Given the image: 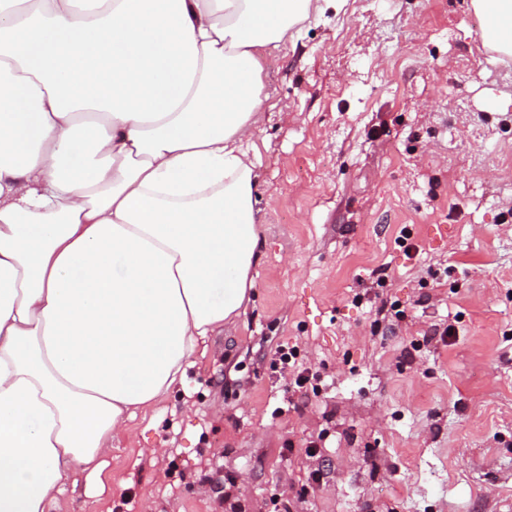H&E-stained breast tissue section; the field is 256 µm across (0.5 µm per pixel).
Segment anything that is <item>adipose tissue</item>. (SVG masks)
<instances>
[{
  "mask_svg": "<svg viewBox=\"0 0 512 512\" xmlns=\"http://www.w3.org/2000/svg\"><path fill=\"white\" fill-rule=\"evenodd\" d=\"M512 55V0H473ZM321 0H0V512H49L255 287L242 142Z\"/></svg>",
  "mask_w": 512,
  "mask_h": 512,
  "instance_id": "obj_1",
  "label": "adipose tissue"
}]
</instances>
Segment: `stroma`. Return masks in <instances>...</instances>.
<instances>
[{
	"instance_id": "stroma-1",
	"label": "stroma",
	"mask_w": 512,
	"mask_h": 512,
	"mask_svg": "<svg viewBox=\"0 0 512 512\" xmlns=\"http://www.w3.org/2000/svg\"><path fill=\"white\" fill-rule=\"evenodd\" d=\"M262 82L251 299L56 512H512V57L471 0H347Z\"/></svg>"
}]
</instances>
